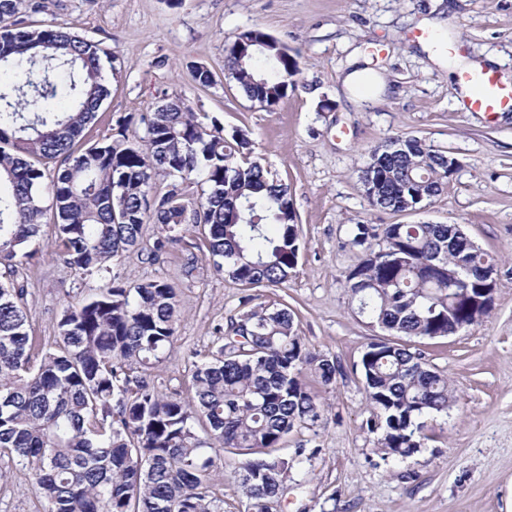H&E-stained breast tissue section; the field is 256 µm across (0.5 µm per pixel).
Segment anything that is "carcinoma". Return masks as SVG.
<instances>
[{"mask_svg":"<svg viewBox=\"0 0 512 512\" xmlns=\"http://www.w3.org/2000/svg\"><path fill=\"white\" fill-rule=\"evenodd\" d=\"M0 0V266L13 275L41 232L44 185L52 194L56 246L80 275L110 272L109 263L137 248L144 227L158 231L140 250L144 263L165 252L174 233L207 230L217 271L243 286L288 282L300 254L299 216L288 184L251 157L248 134L230 136L177 99L115 120V133L76 152L109 88L101 44L63 28L13 20L23 3ZM224 70L250 100L276 106L294 86L297 63L260 28L226 48ZM368 154L359 181L370 206L393 212L442 193L450 155L416 137H395ZM167 180L146 211L156 177ZM208 186L199 197L188 184ZM362 249L345 275L360 315L408 338L445 337L487 316L494 298L474 306L497 269L480 248L457 239L454 224H355ZM464 268L466 282L448 272ZM25 292L0 282V461L32 471L39 512H224L212 490L217 451L245 456L240 485L255 512H269L289 465L274 454L298 427L321 421L324 405L305 382L325 386L336 359L311 350L288 306L253 307L230 319L212 359L194 365L193 394L159 393L151 369L174 342L177 292L163 279L129 284L112 275L77 296L57 320L54 342L33 352ZM367 429L385 454L405 459L427 439L426 420L454 403L448 376L405 345L376 341L360 360ZM204 421L208 437L196 432Z\"/></svg>","mask_w":512,"mask_h":512,"instance_id":"obj_1","label":"carcinoma"}]
</instances>
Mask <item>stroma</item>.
Returning a JSON list of instances; mask_svg holds the SVG:
<instances>
[{
	"mask_svg": "<svg viewBox=\"0 0 512 512\" xmlns=\"http://www.w3.org/2000/svg\"><path fill=\"white\" fill-rule=\"evenodd\" d=\"M21 19L53 24L102 42L124 62L109 76L110 96L85 130L82 145L110 134L117 116L146 113L182 99L225 133H248L255 158L288 184L301 218L304 248L288 283L248 289L215 273L197 229L155 263L137 252L111 262L127 281L163 279L179 291L172 347L152 374L163 393L191 394V373L210 359L217 327L254 305H288L309 348L336 359L335 382L306 381L327 412L314 429L285 439L280 454L312 450L305 472L291 471L278 512H512V112H464L454 91L458 63H493L512 83V0H45ZM261 28L298 63L296 86L273 108L247 99L224 77L225 50L241 31ZM443 33L454 56L418 39ZM207 66L199 86L192 67ZM371 73L362 93L351 71ZM423 139L461 166L444 192L416 213L372 209L358 169L369 152L395 136ZM458 224L497 262L494 309L480 323L411 345L448 374L456 391L449 415L427 422L428 438L406 461L386 457L366 421L359 362L387 331L358 317L344 286L359 260L350 247L355 224ZM55 228L44 224L36 260L13 278L25 291L28 332L50 343L63 307L103 285L107 274L78 275L54 253ZM197 262L191 276L182 266ZM238 456L216 462L213 489L224 512H246ZM27 470L0 479V512H38Z\"/></svg>",
	"mask_w": 512,
	"mask_h": 512,
	"instance_id": "1",
	"label": "stroma"
}]
</instances>
